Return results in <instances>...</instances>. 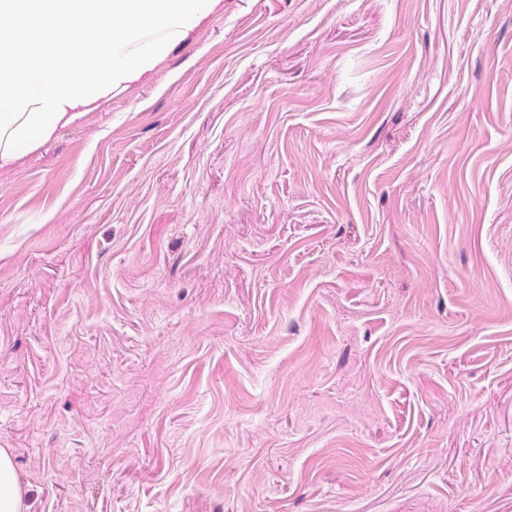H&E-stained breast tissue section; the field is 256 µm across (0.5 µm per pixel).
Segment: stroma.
Here are the masks:
<instances>
[{
  "mask_svg": "<svg viewBox=\"0 0 512 512\" xmlns=\"http://www.w3.org/2000/svg\"><path fill=\"white\" fill-rule=\"evenodd\" d=\"M0 168L26 512H512V0H223Z\"/></svg>",
  "mask_w": 512,
  "mask_h": 512,
  "instance_id": "stroma-1",
  "label": "stroma"
}]
</instances>
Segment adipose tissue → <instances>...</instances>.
Here are the masks:
<instances>
[{
	"instance_id": "adipose-tissue-1",
	"label": "adipose tissue",
	"mask_w": 512,
	"mask_h": 512,
	"mask_svg": "<svg viewBox=\"0 0 512 512\" xmlns=\"http://www.w3.org/2000/svg\"><path fill=\"white\" fill-rule=\"evenodd\" d=\"M222 0H0V167L152 77ZM27 494L0 448V512Z\"/></svg>"
}]
</instances>
